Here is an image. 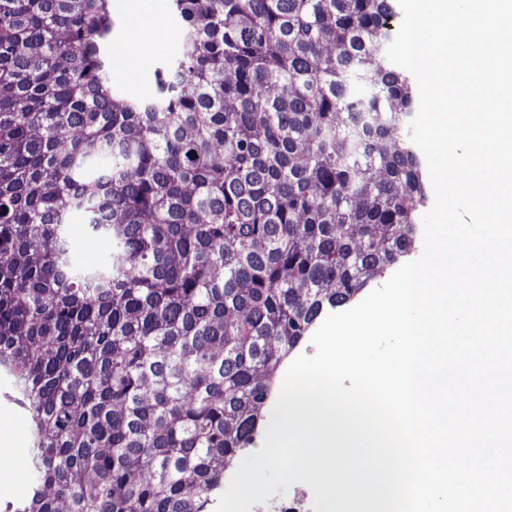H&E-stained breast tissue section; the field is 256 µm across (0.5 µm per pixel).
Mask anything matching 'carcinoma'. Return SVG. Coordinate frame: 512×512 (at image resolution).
<instances>
[{"label":"carcinoma","instance_id":"carcinoma-1","mask_svg":"<svg viewBox=\"0 0 512 512\" xmlns=\"http://www.w3.org/2000/svg\"><path fill=\"white\" fill-rule=\"evenodd\" d=\"M112 0H0V374L33 477L5 512H208L284 360L415 248L393 0H172L157 96ZM110 245L74 260L68 217ZM128 1L112 0V85L132 97L149 100L156 94V70L163 64L170 63L178 54L183 34L182 24L172 9L171 0H167V8L166 0H144L138 3L133 17L142 27L137 28L140 48L143 53L149 55L141 57L136 42L131 38L134 23L131 14L125 8L130 3ZM165 10L162 20L149 31L150 36L162 44V49L159 43H153L145 38L146 30L143 23L148 18H159Z\"/></svg>","mask_w":512,"mask_h":512}]
</instances>
